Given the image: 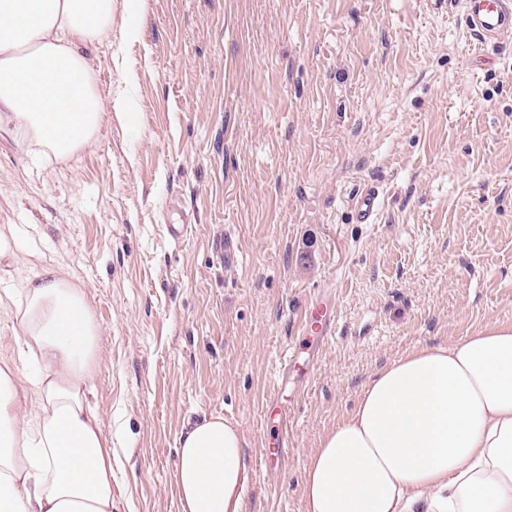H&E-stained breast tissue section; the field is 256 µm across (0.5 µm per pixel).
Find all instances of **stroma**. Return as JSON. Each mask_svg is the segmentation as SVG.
Masks as SVG:
<instances>
[{"label":"stroma","mask_w":512,"mask_h":512,"mask_svg":"<svg viewBox=\"0 0 512 512\" xmlns=\"http://www.w3.org/2000/svg\"><path fill=\"white\" fill-rule=\"evenodd\" d=\"M115 2L91 57L121 112L40 167L1 130L0 224L34 255L23 275L88 290L113 512H180L179 436L216 416L245 439L243 512H304L312 452L377 371L512 322V47L474 72L460 0ZM367 186L380 208L359 224ZM318 295L336 336L275 478L264 402ZM379 206L378 193L373 187L362 190L353 198L356 222L359 224L373 223Z\"/></svg>","instance_id":"1"}]
</instances>
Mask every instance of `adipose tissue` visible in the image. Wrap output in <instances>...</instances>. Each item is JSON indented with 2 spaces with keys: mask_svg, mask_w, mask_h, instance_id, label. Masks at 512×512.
I'll return each instance as SVG.
<instances>
[{
  "mask_svg": "<svg viewBox=\"0 0 512 512\" xmlns=\"http://www.w3.org/2000/svg\"><path fill=\"white\" fill-rule=\"evenodd\" d=\"M113 0H0V130L38 159L92 146L112 105L89 53ZM16 355L0 359V512H112V437L87 395L102 328L85 287L46 266L0 293ZM238 424L180 438V512H243ZM305 512H512V323L412 350L376 372L325 432Z\"/></svg>",
  "mask_w": 512,
  "mask_h": 512,
  "instance_id": "1",
  "label": "adipose tissue"
}]
</instances>
